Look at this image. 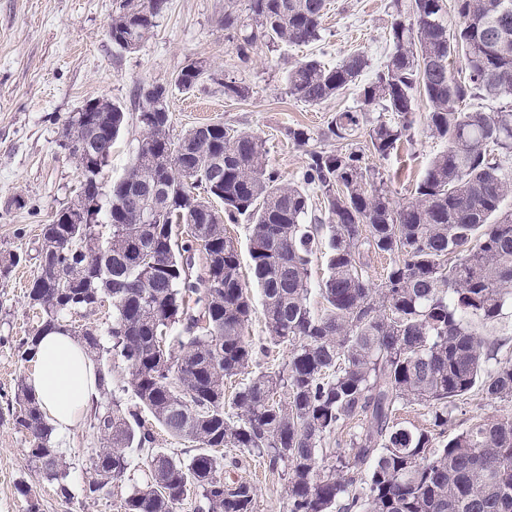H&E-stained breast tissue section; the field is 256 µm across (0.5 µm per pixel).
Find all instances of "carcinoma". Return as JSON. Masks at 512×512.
Segmentation results:
<instances>
[{
    "label": "carcinoma",
    "instance_id": "cac0c4a2",
    "mask_svg": "<svg viewBox=\"0 0 512 512\" xmlns=\"http://www.w3.org/2000/svg\"><path fill=\"white\" fill-rule=\"evenodd\" d=\"M167 8L168 0H120L112 43L138 49ZM325 11L326 0H248L244 12L224 9V31L246 64L264 45L320 41ZM453 11L450 28L445 0H393L390 50L367 83L362 49L334 66L304 58L286 74L289 95L309 105L358 87L356 106L336 113L323 136L351 141L361 133L381 162L407 137L417 97L425 100L427 129L446 146L404 204L357 148L311 150L300 176L284 181L253 132L211 123L173 139L163 84L140 88L144 138L107 188L80 145L102 125L117 138L123 109L101 99L68 118L61 146L77 163L76 197L88 200L93 222L74 223L68 205L43 225L41 248L70 247L52 254L51 271H39L27 292L39 325L19 340L18 359L29 361L49 331L77 337L93 356L112 403L90 415L103 446L92 454L85 498L130 479L132 453L155 441L158 426L196 453L146 457L150 480L131 484L123 512H176L195 492L202 512H255L253 484L224 480L223 448L245 449L272 471L284 467L288 512H512V416L477 421L440 444L433 431L397 422L402 407L423 404L443 427L448 407L476 389L512 400V356L491 357L497 346L479 333L512 306V0H454ZM455 55L460 71L451 67ZM207 79L206 64L192 59L176 84L189 92ZM247 95L243 82L224 78V96ZM476 98L500 106L474 110L468 101ZM377 107L391 117L370 120ZM177 164L182 171L163 176ZM312 189L322 194L318 211ZM241 217L267 333L258 346L246 336L254 306L224 230V221ZM103 224L112 227L106 239ZM320 248L326 273L315 282ZM367 250L392 260L376 287ZM196 251L206 259L197 283L189 262ZM314 291L318 309L309 304ZM200 292L205 307L196 317L189 302ZM107 299L105 347L97 326L73 315L86 317ZM280 346L289 350L284 368L250 372L255 350ZM105 352L123 363L138 410H123L109 388ZM241 374L245 381L225 399L224 380ZM14 401V425L30 437L28 463L71 499L69 464L40 401L22 380ZM350 423L359 431L347 458L325 464V440ZM359 482L361 495L353 492Z\"/></svg>",
    "mask_w": 512,
    "mask_h": 512
}]
</instances>
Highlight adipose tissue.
I'll return each mask as SVG.
<instances>
[{
	"label": "adipose tissue",
	"mask_w": 512,
	"mask_h": 512,
	"mask_svg": "<svg viewBox=\"0 0 512 512\" xmlns=\"http://www.w3.org/2000/svg\"><path fill=\"white\" fill-rule=\"evenodd\" d=\"M34 358L37 366L28 383L54 434L65 435L77 426L100 392L96 369L81 342L68 334L41 336Z\"/></svg>",
	"instance_id": "adipose-tissue-1"
}]
</instances>
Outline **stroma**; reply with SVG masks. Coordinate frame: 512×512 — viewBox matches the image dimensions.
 <instances>
[{"mask_svg":"<svg viewBox=\"0 0 512 512\" xmlns=\"http://www.w3.org/2000/svg\"><path fill=\"white\" fill-rule=\"evenodd\" d=\"M246 9L248 0H169L152 34L133 52L113 45L107 26L120 0H0V250L20 253L19 266L0 277V512H121L129 493L126 483L110 495L87 499L82 488L92 470L90 456L100 442L88 421L80 423L58 445L70 464L71 502H64L27 463L29 436L16 429L8 410L20 377L32 363H20L16 342L32 332L37 319L26 291L38 268L43 224L70 202L79 173L60 146L61 129L72 113L94 98H107L125 112V124L104 168L105 184L123 176L143 138L138 116L140 88L169 86L170 133L181 135L203 123H226L259 135L267 161L283 179L297 176L309 148L336 150L340 144L323 132L338 111L353 107L355 90L310 106L291 98L286 70L296 61L315 57L332 66L357 49H365L373 67L389 50L392 0H328L321 41L309 45L263 47L249 65H241L224 38V7ZM207 64L212 78L193 91L175 86L189 60ZM249 88L243 100L224 96L225 75ZM425 102H417L414 124L387 163L365 154L369 165H382L393 199L405 202L422 178L428 160L443 150L426 127ZM297 127L312 134L309 147L293 143ZM512 416V402L475 391L448 410L446 436H454L479 419ZM227 476L250 480L256 487V512H288L286 481L262 459L226 449ZM29 495H22V488Z\"/></svg>","mask_w":512,"mask_h":512,"instance_id":"1","label":"stroma"}]
</instances>
